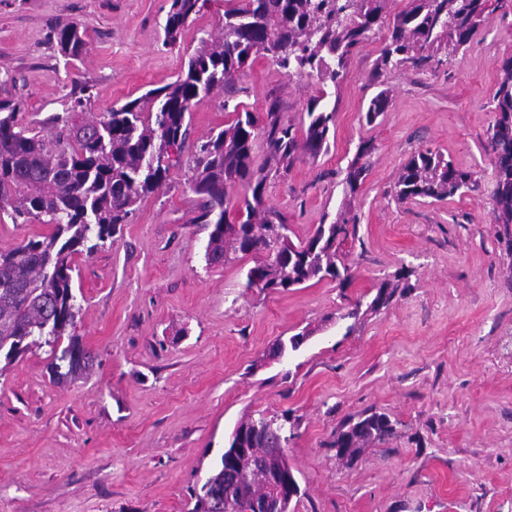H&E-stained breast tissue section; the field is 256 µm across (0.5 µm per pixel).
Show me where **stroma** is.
Wrapping results in <instances>:
<instances>
[{
	"instance_id": "stroma-1",
	"label": "stroma",
	"mask_w": 512,
	"mask_h": 512,
	"mask_svg": "<svg viewBox=\"0 0 512 512\" xmlns=\"http://www.w3.org/2000/svg\"><path fill=\"white\" fill-rule=\"evenodd\" d=\"M168 0H0V96L24 100L26 120L63 112L75 85L89 111L123 105L173 82L224 24L210 0L175 46L164 42ZM78 24L83 61L66 62L55 30ZM379 30L330 90L327 152L299 158L266 185V203L293 242L322 217H358L341 246L348 287L313 280L285 290L247 285L246 256L207 266L210 228L193 223L192 156L145 198L112 242L74 258L75 332L94 352L90 374L51 381L47 348L0 369V512H191L236 426L287 416L288 460L300 486L290 512H512V247L491 222L495 122L491 97L512 57V7L497 10L451 63L394 69L373 81ZM237 101L265 112L279 99L299 122L316 83L257 57ZM388 90L374 125L363 116ZM223 95L191 112L192 142L228 120ZM369 170L344 197L339 172L361 141ZM444 155L478 186L403 203L391 189L419 150ZM409 270L388 306L369 304ZM303 333L275 359L277 340ZM395 426L346 464L331 443L367 410Z\"/></svg>"
}]
</instances>
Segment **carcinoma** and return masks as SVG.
<instances>
[{"instance_id": "carcinoma-1", "label": "carcinoma", "mask_w": 512, "mask_h": 512, "mask_svg": "<svg viewBox=\"0 0 512 512\" xmlns=\"http://www.w3.org/2000/svg\"><path fill=\"white\" fill-rule=\"evenodd\" d=\"M209 0H170L164 18L165 43L174 46L187 21ZM388 0H224V26L202 46L175 81L111 108L98 117H85L84 99L90 86L79 87L70 107L50 115L42 135L25 122V104L0 99V214L14 224L37 220L51 226L47 234L30 237L0 251V352L6 361L33 347H49L50 367L60 380L88 372L96 356L75 335L79 308L72 288L73 256L93 253L127 223L141 201L167 181L181 164L190 137V112L204 96L232 90L236 76L262 54L299 77L313 78L319 88L294 124L271 103L259 115L224 99L229 120L209 140L196 146L191 190L196 195L193 224L211 226L206 264L220 265L236 254L265 253L257 265L263 288L285 291L313 279L331 278L342 288L351 281L350 268L340 262L338 248L356 227L357 217L344 211L333 221L322 218L314 234L284 249L288 224L265 200L273 171L288 172L299 154L316 157L328 149L336 110L325 102L327 88L343 80L350 55L385 27L387 38L374 74L411 67L433 70L472 40L480 24L506 0H411L387 18ZM61 55L70 63L86 50L85 33L77 25L53 34ZM496 114L488 138L494 154L496 182L492 223L512 224V57L503 61L492 95ZM382 90L365 112L372 125L386 111ZM263 135L267 155L259 164L255 141ZM177 157L163 169L150 158L169 153ZM372 145L359 143L341 180L345 194L354 195L367 171ZM244 187L236 216L230 217L229 190ZM472 175L456 168L437 152L413 153L402 166L392 189L400 202L416 198L445 200L464 188L473 190ZM399 285L383 283L370 308L386 306ZM248 428L254 447L272 448L290 436L280 419L251 417ZM394 433L384 413L367 410L347 419L332 442L346 452L338 457L353 463L364 448ZM205 495L211 503L230 502L231 512H247L250 496L262 492L258 461H245L237 483L226 484L223 463L209 477Z\"/></svg>"}]
</instances>
